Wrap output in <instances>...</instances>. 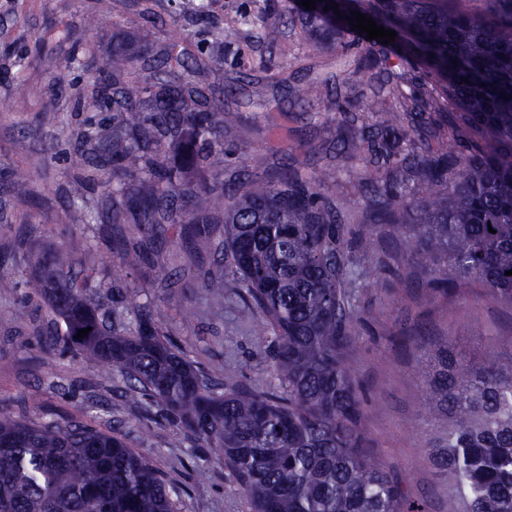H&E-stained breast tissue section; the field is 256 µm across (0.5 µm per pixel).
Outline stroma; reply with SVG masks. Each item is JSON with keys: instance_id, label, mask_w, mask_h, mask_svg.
Listing matches in <instances>:
<instances>
[{"instance_id": "obj_1", "label": "stroma", "mask_w": 512, "mask_h": 512, "mask_svg": "<svg viewBox=\"0 0 512 512\" xmlns=\"http://www.w3.org/2000/svg\"><path fill=\"white\" fill-rule=\"evenodd\" d=\"M92 14L105 30L96 39L83 34ZM297 15L296 0H0V100L10 104L0 112V411L32 422L80 418L112 431L152 463L175 512H250L212 449L179 433L161 407L129 406L120 373L104 376L67 349L43 350L47 333L65 327L23 284L38 260L62 248L91 279L112 281L117 250L139 234L132 224L101 223L100 186L82 181L71 165L81 134L112 122L111 113L80 111L76 92L114 48L136 54L146 35L163 42L184 34L191 55L208 61L225 104L260 91L275 105L238 126L232 167L260 174L306 163L342 181L344 286L358 316L350 352L366 391L360 428L371 450L426 501V512H447L451 485L430 461L440 424L417 410L426 362L417 342H448L474 365L492 352L512 357V303L492 299L476 281L453 294L431 290L400 232L369 225L361 162L336 138L350 113L322 118L295 102L311 70H326L341 55L312 51ZM19 83L27 88L21 97ZM49 97L57 109L45 114ZM167 259L189 274L210 267L214 250L167 232L147 240L143 261L125 273L112 304L118 321H132V302H152L173 342L215 381L266 388L274 379L271 342L256 335L234 287L220 305L201 288L163 287L154 270Z\"/></svg>"}]
</instances>
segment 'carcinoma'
Returning <instances> with one entry per match:
<instances>
[{
	"label": "carcinoma",
	"instance_id": "cac0c4a2",
	"mask_svg": "<svg viewBox=\"0 0 512 512\" xmlns=\"http://www.w3.org/2000/svg\"><path fill=\"white\" fill-rule=\"evenodd\" d=\"M333 2L410 36L417 47L397 55L409 91L389 93L401 96V112L380 113L384 135L362 158L364 183L382 186L373 223L400 218L408 248L435 273L430 287L448 294L478 281L490 297L512 303V276L505 275L512 271V0H480L476 11L448 0H324ZM333 14L300 11L313 50L355 35L332 24ZM180 43H152L140 54L113 50L83 95L85 110L113 113L112 128L83 136L72 165L101 186L103 224H134L147 237L167 224L178 238L208 244L220 232V259L200 287L220 304L224 273L232 274L258 334L272 336L278 384L215 387L165 340L150 308L137 307L131 326L118 329L97 297L105 284L80 277L65 250L40 261L25 287L64 323L57 343L120 372L132 406L143 399L162 405L214 449L251 512H425L359 429L341 192L317 169L224 175V100ZM366 61L387 69L388 46L372 40ZM341 65L340 73L298 88L299 102L340 111L329 87L353 75L347 60ZM431 112L448 114V138L463 152L454 157L422 143L398 154L387 134L400 114ZM381 165L390 168L382 183L373 173ZM406 175L424 185L415 198L403 193ZM117 259L133 268L143 253L125 247ZM421 349V410L443 428L431 459L454 487L448 512H512V357L490 354L472 365L446 341H425ZM0 512L174 510L150 462L112 432L80 419L1 416Z\"/></svg>",
	"mask_w": 512,
	"mask_h": 512
}]
</instances>
